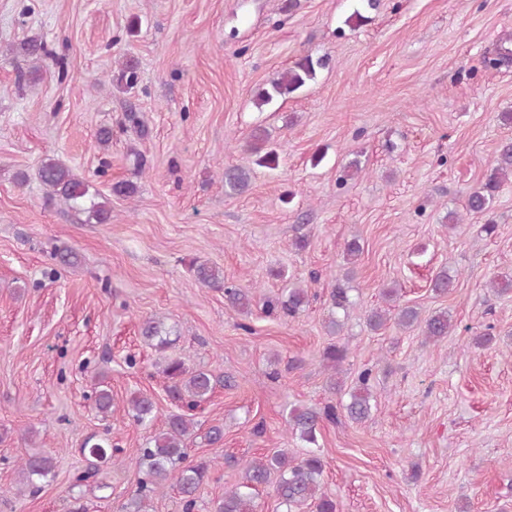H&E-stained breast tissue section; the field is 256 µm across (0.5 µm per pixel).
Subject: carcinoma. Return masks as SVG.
<instances>
[{
  "mask_svg": "<svg viewBox=\"0 0 512 512\" xmlns=\"http://www.w3.org/2000/svg\"><path fill=\"white\" fill-rule=\"evenodd\" d=\"M327 65L323 57H302L294 66L270 81L269 85L259 89L257 104L265 105L279 97H286L302 87L316 76V71ZM117 82L128 89L138 83L137 64L129 59L122 63L117 75ZM512 176V142L502 145L495 166L486 176L480 188L471 192L466 201V209L471 213L488 216L483 229L491 234L496 222L492 218L495 194L501 182ZM38 177L48 190V195L57 198L79 213L87 214L86 222L106 224L112 218L109 198L98 192H90V185L77 178L72 170L60 159L48 156L38 168ZM250 183L249 172L241 168L224 171V189L229 194L244 192ZM198 282L210 287L224 290V300L233 309L244 310L250 306L251 297L247 291L224 279V272L206 264L192 265ZM454 287V278L443 269L432 279V290L446 294ZM331 307L345 311L351 306L348 289L337 287L329 294ZM308 303L307 293L302 288H286L277 297H266L262 304L268 315L283 314L294 317ZM451 322L448 313L440 312L425 320L422 333L427 339L438 341L448 335ZM142 335L150 341H157L163 346L167 338L163 335L162 323L149 319L143 323ZM164 376L172 381L170 393L189 411L197 409L213 393L219 380L211 373L196 369L191 370L181 360L170 361L162 370ZM372 380L374 370L364 368L359 374L356 387L349 393V401L339 405L328 404L323 411L308 408H293L289 412L287 425L297 433L299 438L308 443L317 442L319 422L327 420L336 422L345 415L350 420L361 422L370 416L372 405ZM155 404L153 400L138 393L130 399L129 412L138 424H148L154 419ZM195 422L185 414L169 416L165 427L154 434L146 446L140 449L138 477L136 487L123 512H150L149 502L159 489L171 479L181 494L183 512H195L196 494L208 474V464L187 462L188 453L185 440L191 434ZM324 464L320 456L310 453L296 460L285 452L250 460L244 465L242 482L224 492V497L213 504V512H253L252 494L260 485H266L271 477H276L275 492L279 504L286 506V512H296L305 505H315L316 512H336V504L320 490ZM53 470L52 458L45 455H32L24 460L20 467L22 484L29 493L40 490V481L47 478ZM95 483L106 487L101 472L89 467L74 475L72 487Z\"/></svg>",
  "mask_w": 512,
  "mask_h": 512,
  "instance_id": "cac0c4a2",
  "label": "carcinoma"
}]
</instances>
